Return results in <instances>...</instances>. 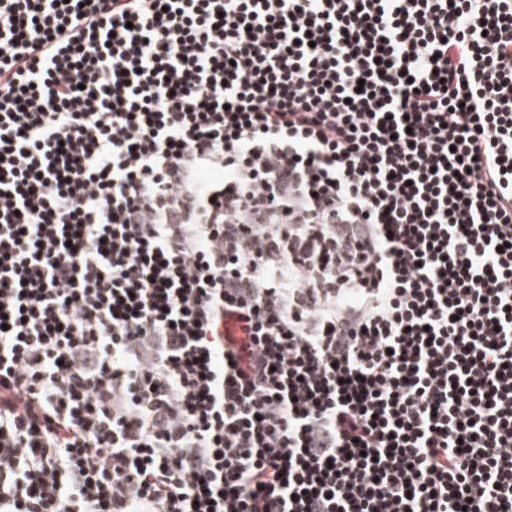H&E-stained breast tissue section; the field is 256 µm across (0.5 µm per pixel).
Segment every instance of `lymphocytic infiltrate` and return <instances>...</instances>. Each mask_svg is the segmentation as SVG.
Here are the masks:
<instances>
[{
	"label": "lymphocytic infiltrate",
	"instance_id": "obj_1",
	"mask_svg": "<svg viewBox=\"0 0 512 512\" xmlns=\"http://www.w3.org/2000/svg\"><path fill=\"white\" fill-rule=\"evenodd\" d=\"M0 512H512V0H0Z\"/></svg>",
	"mask_w": 512,
	"mask_h": 512
}]
</instances>
